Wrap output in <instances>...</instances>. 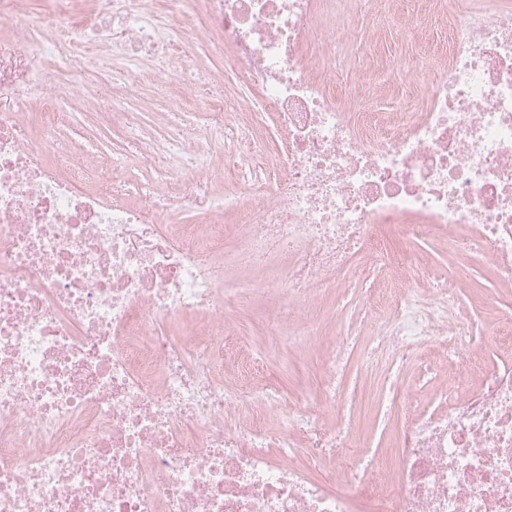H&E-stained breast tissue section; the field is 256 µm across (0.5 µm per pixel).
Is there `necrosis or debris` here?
I'll return each instance as SVG.
<instances>
[{"label": "necrosis or debris", "instance_id": "obj_1", "mask_svg": "<svg viewBox=\"0 0 512 512\" xmlns=\"http://www.w3.org/2000/svg\"><path fill=\"white\" fill-rule=\"evenodd\" d=\"M91 2L0 0V512H512V361H485L459 305L477 255L512 288V0H430L448 52L396 60L405 114L336 94L366 0H205L199 21L178 0ZM211 39L224 62L205 67ZM63 69L120 152L59 151L69 115L31 75ZM158 88L175 109L155 135ZM134 164L151 179L133 202ZM220 188L246 221L225 223ZM186 209L197 223H170ZM385 224L463 254L456 276L424 259L412 277ZM353 276L396 282L361 358L390 362L402 429L395 469L364 456L339 490L298 458L332 468L349 445L324 421L347 341L296 392L246 353L225 379L224 351L250 295L275 300L272 347L307 348L308 309ZM432 350L436 403L410 407L403 369Z\"/></svg>", "mask_w": 512, "mask_h": 512}]
</instances>
